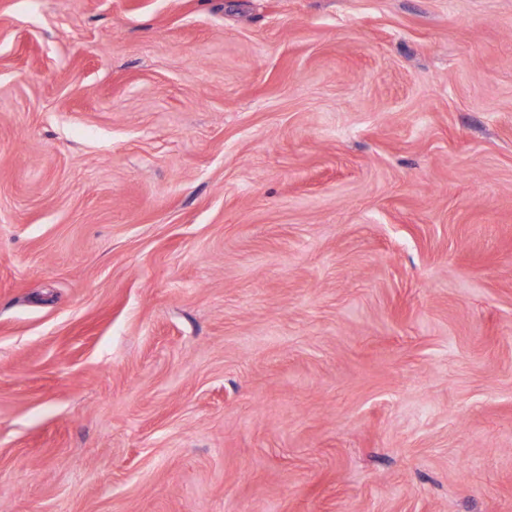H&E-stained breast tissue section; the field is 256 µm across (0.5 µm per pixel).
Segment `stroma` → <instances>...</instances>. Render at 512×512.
<instances>
[{"instance_id": "stroma-1", "label": "stroma", "mask_w": 512, "mask_h": 512, "mask_svg": "<svg viewBox=\"0 0 512 512\" xmlns=\"http://www.w3.org/2000/svg\"><path fill=\"white\" fill-rule=\"evenodd\" d=\"M0 512H512V0H0Z\"/></svg>"}]
</instances>
